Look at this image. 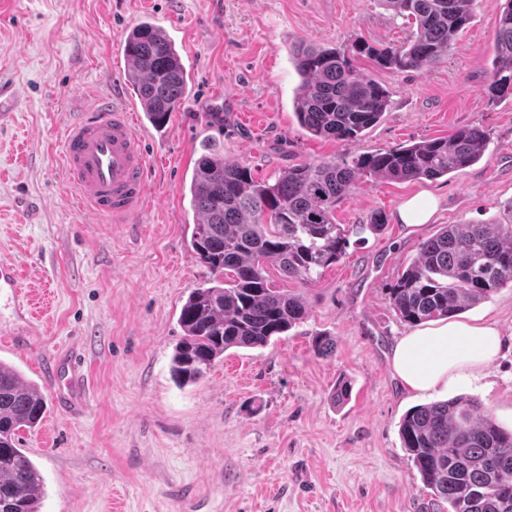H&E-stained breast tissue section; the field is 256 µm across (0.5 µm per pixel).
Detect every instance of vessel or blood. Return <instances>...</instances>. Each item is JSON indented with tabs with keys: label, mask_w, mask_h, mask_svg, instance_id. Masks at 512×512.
<instances>
[{
	"label": "vessel or blood",
	"mask_w": 512,
	"mask_h": 512,
	"mask_svg": "<svg viewBox=\"0 0 512 512\" xmlns=\"http://www.w3.org/2000/svg\"><path fill=\"white\" fill-rule=\"evenodd\" d=\"M127 101L97 99L88 112L65 130L63 163L80 204L98 217L116 224L134 223L148 196V158ZM0 300L22 321L32 317L29 301L20 289L14 264L0 261ZM45 377L63 405L83 403L85 388L78 362L48 361Z\"/></svg>",
	"instance_id": "vessel-or-blood-1"
}]
</instances>
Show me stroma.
<instances>
[{"mask_svg":"<svg viewBox=\"0 0 512 512\" xmlns=\"http://www.w3.org/2000/svg\"><path fill=\"white\" fill-rule=\"evenodd\" d=\"M503 0H475L448 57L393 72L358 57L356 70L388 91L383 118L360 140L313 137L293 109L301 82L290 50L361 40L405 43L406 19L378 0H0V81L20 101L0 125V258L14 261L36 304L34 336L0 342V361L37 385L44 418L18 445L40 471L41 512H448L402 448L403 414L428 398L401 386L390 364L408 327L387 290L422 243L447 224L512 221V98L487 93ZM143 22L164 29L192 78L189 98L160 129L137 114L148 155L149 205L134 224L82 207L62 159L65 128L87 103L132 94L112 52ZM476 125L488 149L436 180L362 177L336 207L340 224L388 222L351 238L346 255L310 287L290 291L306 319L268 345L225 352L203 380L177 384L171 357L192 288L209 280L190 246L189 184L205 137L225 161L275 181L289 166L393 149ZM440 200L432 222L396 223L418 192ZM463 320H497L510 347L477 398L512 428V284ZM335 343L331 355L315 336ZM78 353L84 406L61 408L45 364ZM348 402L333 404L341 380Z\"/></svg>","mask_w":512,"mask_h":512,"instance_id":"obj_1","label":"stroma"}]
</instances>
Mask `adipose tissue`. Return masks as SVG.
<instances>
[{"instance_id": "1", "label": "adipose tissue", "mask_w": 512, "mask_h": 512, "mask_svg": "<svg viewBox=\"0 0 512 512\" xmlns=\"http://www.w3.org/2000/svg\"><path fill=\"white\" fill-rule=\"evenodd\" d=\"M503 333L494 320L431 323L400 336L391 366L401 384L437 395L454 385H473L503 352Z\"/></svg>"}]
</instances>
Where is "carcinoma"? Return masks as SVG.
I'll list each match as a JSON object with an SVG mask.
<instances>
[{
	"instance_id": "obj_1",
	"label": "carcinoma",
	"mask_w": 512,
	"mask_h": 512,
	"mask_svg": "<svg viewBox=\"0 0 512 512\" xmlns=\"http://www.w3.org/2000/svg\"><path fill=\"white\" fill-rule=\"evenodd\" d=\"M403 16L412 32L401 46L353 42L345 49L305 42L292 55L302 83L294 99L299 124L315 137L355 142L384 115L388 91L358 73L353 57L399 72L422 70L448 56L469 24L475 0H381ZM127 80L151 125L162 128L191 92L175 44L144 22L126 36ZM491 93L512 96V0L496 22ZM489 137L478 126L350 161L303 162L273 183L257 181L244 163L224 161L204 146L189 192L199 219L190 245L212 279L194 288L181 307L184 336L171 358L174 378L201 380L231 348H257L303 322L306 303L268 277L273 265L284 279L314 285L340 261L350 231L378 233V214L351 229L336 223L338 203L361 175L393 180L437 179L465 169L485 154ZM512 282V224H448L423 242L417 258L388 288V299L410 327L452 319ZM46 403L39 387L0 362V512H39L43 478L16 446L18 433L35 427ZM399 436L424 485L448 503V512H512V430L470 395L409 410Z\"/></svg>"
}]
</instances>
